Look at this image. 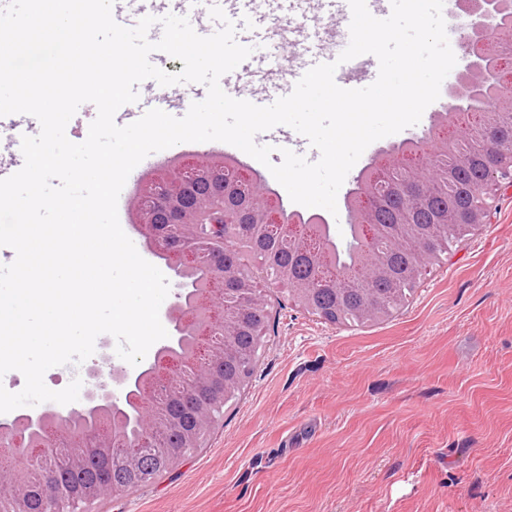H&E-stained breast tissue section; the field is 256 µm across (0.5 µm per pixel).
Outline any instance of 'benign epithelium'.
Wrapping results in <instances>:
<instances>
[{
  "label": "benign epithelium",
  "mask_w": 512,
  "mask_h": 512,
  "mask_svg": "<svg viewBox=\"0 0 512 512\" xmlns=\"http://www.w3.org/2000/svg\"><path fill=\"white\" fill-rule=\"evenodd\" d=\"M512 12V0H454L451 31L459 35L458 46L466 66L445 90L441 128L434 139L413 136L407 147L386 152L382 160H372L360 172L346 197L349 223L355 225L365 253L362 261L373 270L370 278L353 273L328 272L332 250L327 245L330 225L300 224L288 218V210L275 190L248 177L237 160H212L201 153L195 158L176 157L159 171L145 175L137 184L134 209L137 224L154 256L173 274L174 300L165 316L174 333L160 344L152 360L131 370L114 366L108 374L95 363L85 368L86 387L80 408L64 414L45 409L36 414L0 421L1 457H13L9 468L0 470V503L20 501L23 487L20 473L47 448H79V455L56 453L59 469H74L112 448L124 438L122 424L110 414L120 397L141 393L152 403L150 414L139 410L141 437L136 454L113 456L110 465L130 469L144 458H161L173 469L189 453L203 446L211 429L224 418V406L234 401L251 382L253 368L264 346L266 331L255 330L253 351L242 356L235 344L243 324L245 309L235 301L224 302L231 282L242 285V295L252 306L265 305L258 290H249L241 269L224 265V244L229 242L230 224L223 220L241 219L243 202L250 223L258 224L290 249L306 258L317 270L318 278L335 288H370L377 279L389 277L387 255L406 250L419 256L412 285H417L423 270L433 262L425 251V239L437 226L423 231L411 223V211L401 212L393 229L377 222L378 211L394 189L392 172L403 170L410 195L408 202L422 205L433 184L428 181L429 158L438 150H449L461 139H468L473 155L494 153L498 170L494 179L472 188L470 207L450 224L479 227L488 221L490 200L503 181L512 182V141L495 139L498 124L483 110L472 112L473 121L458 124L457 114L487 89L499 90L502 103L512 112V43L500 34L496 20ZM259 262L266 267L269 284L285 288L296 307L329 324H344L348 315L340 310L333 315L319 308L314 300V282L298 281L284 274L261 250ZM239 365L237 376L224 380V364ZM189 396H202L193 423L186 427L171 414L173 402ZM119 494L121 490L100 483L92 492L75 491L66 485L47 481L43 485L46 507L42 512H89L96 496Z\"/></svg>",
  "instance_id": "benign-epithelium-1"
}]
</instances>
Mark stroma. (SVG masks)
Instances as JSON below:
<instances>
[{
	"instance_id": "1",
	"label": "stroma",
	"mask_w": 512,
	"mask_h": 512,
	"mask_svg": "<svg viewBox=\"0 0 512 512\" xmlns=\"http://www.w3.org/2000/svg\"><path fill=\"white\" fill-rule=\"evenodd\" d=\"M236 31L263 22L266 62L226 92L266 102L290 94V70L339 56L351 16L324 0H250L225 7ZM138 106L182 114L204 100L200 83L137 86ZM440 109L370 144L347 174L352 188L377 150L426 132ZM38 120L0 124V163L22 160ZM255 141L317 161L307 138L281 125ZM214 142L176 144L140 162L118 199L120 225L143 259L131 198L138 180L178 156L215 153ZM266 344L244 394L225 409L204 448L170 474L94 502L91 512H512V183H502L488 224L458 241L377 323L332 325L265 291Z\"/></svg>"
}]
</instances>
